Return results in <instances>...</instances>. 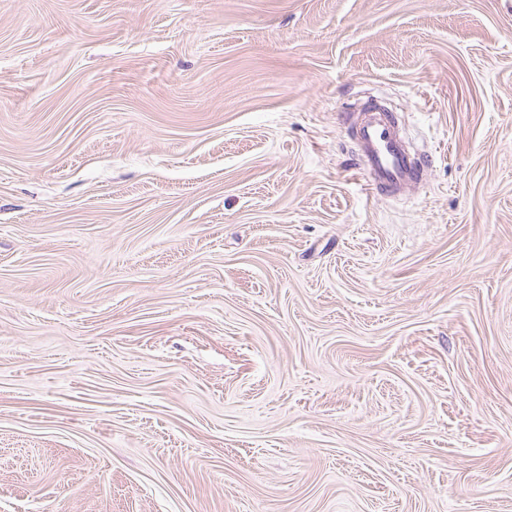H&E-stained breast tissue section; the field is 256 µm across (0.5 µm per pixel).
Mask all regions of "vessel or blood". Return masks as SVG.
Wrapping results in <instances>:
<instances>
[{"mask_svg":"<svg viewBox=\"0 0 512 512\" xmlns=\"http://www.w3.org/2000/svg\"><path fill=\"white\" fill-rule=\"evenodd\" d=\"M358 152L365 169L368 190L379 185L409 188L422 172V163L411 157L392 114L372 110L355 129Z\"/></svg>","mask_w":512,"mask_h":512,"instance_id":"b4317fda","label":"vessel or blood"}]
</instances>
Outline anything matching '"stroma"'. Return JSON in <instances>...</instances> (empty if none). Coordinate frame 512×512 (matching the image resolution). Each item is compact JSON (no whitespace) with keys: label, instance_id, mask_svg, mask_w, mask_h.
<instances>
[{"label":"stroma","instance_id":"1","mask_svg":"<svg viewBox=\"0 0 512 512\" xmlns=\"http://www.w3.org/2000/svg\"><path fill=\"white\" fill-rule=\"evenodd\" d=\"M0 512H512V0H0ZM355 138L369 191L377 190L382 184L407 189L419 180L421 159L411 157L392 114L368 111L366 119L355 129Z\"/></svg>","mask_w":512,"mask_h":512}]
</instances>
